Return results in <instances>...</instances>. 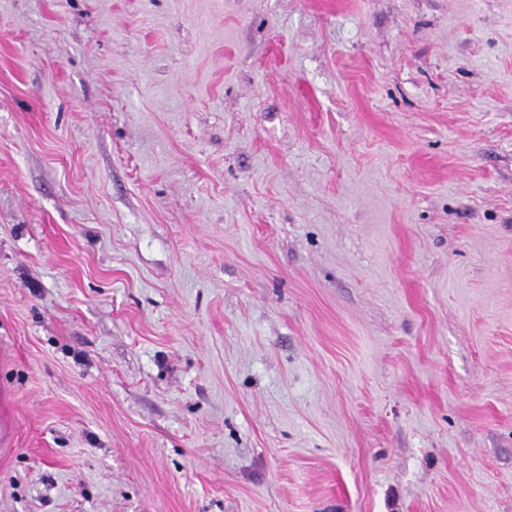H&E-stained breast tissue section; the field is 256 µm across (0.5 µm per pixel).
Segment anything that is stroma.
Returning a JSON list of instances; mask_svg holds the SVG:
<instances>
[{
  "label": "stroma",
  "mask_w": 512,
  "mask_h": 512,
  "mask_svg": "<svg viewBox=\"0 0 512 512\" xmlns=\"http://www.w3.org/2000/svg\"><path fill=\"white\" fill-rule=\"evenodd\" d=\"M0 512H512V0H0Z\"/></svg>",
  "instance_id": "35a3bbf8"
}]
</instances>
